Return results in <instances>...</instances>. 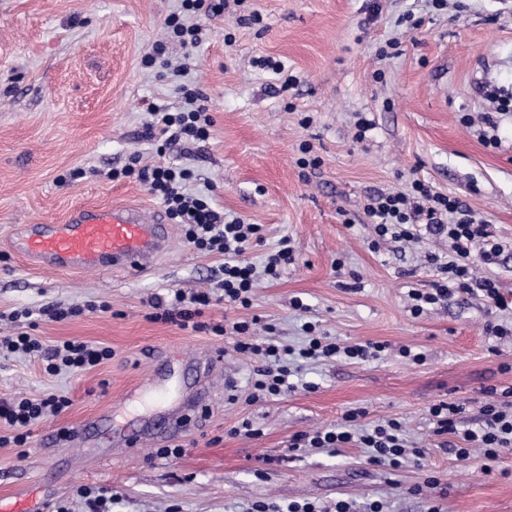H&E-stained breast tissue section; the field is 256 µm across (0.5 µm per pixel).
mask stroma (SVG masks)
Wrapping results in <instances>:
<instances>
[{"mask_svg":"<svg viewBox=\"0 0 512 512\" xmlns=\"http://www.w3.org/2000/svg\"><path fill=\"white\" fill-rule=\"evenodd\" d=\"M224 11L200 17L206 40L187 48L168 40L166 19L181 0H0V336L29 331L43 346L64 340L111 347L112 359L75 373L48 374L38 356L0 354V398L66 395L69 407L33 427L26 450L0 446V501L26 498L35 512H92L80 486L112 501V512H251L266 503L283 512L310 502L352 512L383 502L386 512H512V450L495 464L480 454L459 461L441 448L428 408L465 404L464 428L477 427L490 385H512V338L490 336L488 323L510 324L482 296L454 298L410 311V290L438 280L426 253L447 256L445 238L407 245L375 240L364 215L368 195L407 189L413 180L458 197L491 226L504 250L479 267L512 295V115L498 118L501 147L479 138L487 94L512 95V0H224ZM259 11L258 25L241 16ZM420 19L412 28L402 16ZM166 59L189 58L181 77L164 62L144 66L156 43ZM282 61L298 84L257 67ZM208 98L213 125L197 148H159L144 137L149 104L177 111L180 84ZM367 118L366 140L354 138ZM310 142L322 163L300 168ZM193 169L190 192L210 194L227 217L262 225L253 261L291 238L295 261L275 280H261L250 307L225 301L204 321L224 336L192 332L150 318L168 292L209 287L223 258L190 248L173 225L168 251L141 273L41 268L11 246L23 224H61L79 206L131 204L163 212L136 179H113L131 156ZM94 304L62 321L46 308ZM254 338L300 348L304 325L344 345L378 341L389 350L371 362L320 360L301 371L302 386L252 403L248 379L258 360L239 354L233 323ZM423 354L403 358L401 348ZM223 360L211 373V398L176 439L185 453L152 459V441L135 437L116 453L58 439L71 424L111 413L116 428L135 427L158 404L125 395L152 371L169 375L172 399L193 383L201 360ZM238 383L229 400L225 380ZM363 409L364 424L403 422L425 450L398 470L368 464L363 449L306 448L289 455L301 433L336 426ZM257 433L240 434L242 422ZM438 477L442 494H413Z\"/></svg>","mask_w":512,"mask_h":512,"instance_id":"stroma-1","label":"stroma"}]
</instances>
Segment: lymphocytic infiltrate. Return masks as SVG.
Instances as JSON below:
<instances>
[{
  "label": "lymphocytic infiltrate",
  "mask_w": 512,
  "mask_h": 512,
  "mask_svg": "<svg viewBox=\"0 0 512 512\" xmlns=\"http://www.w3.org/2000/svg\"><path fill=\"white\" fill-rule=\"evenodd\" d=\"M188 106L172 113L158 105L150 110L167 142L198 144L208 140L212 124L209 106L198 90L184 91ZM134 175L163 203L166 214L173 223L179 224L186 243L204 253H216L224 258L214 281L215 292L185 295L173 291L154 303L152 320L173 323L181 329L195 332L210 331L223 336L220 324L206 325L201 320L205 308L214 297L244 307L250 306L258 276L270 279L280 277L283 269L294 262V249L290 238H282L276 249L266 257L263 268H256L247 258L252 241L260 239L261 228L256 224H244L239 220H226L222 211L215 209L208 197L194 195L186 190L193 179L191 169L172 163H160L151 167H128ZM365 214L379 238L390 237L405 242L419 238L420 228H427L435 235L447 237L452 260L442 261L439 255L428 254L427 260L435 265L440 277L429 290H411V311L421 314L429 306L443 304L458 295H482L500 310H512V301L500 293L496 282L488 277L477 276L471 262L479 256L484 263H492L502 252L500 244L491 243L488 224L477 218L474 210L459 198L436 192L419 179L413 180L407 190L376 192L367 198ZM234 330L241 339L235 344L239 353L253 355L261 364L254 369L250 381L249 401L283 396L294 390L291 368L285 359L291 352L278 344L274 337L250 338V326L237 322ZM309 335L306 346L296 352L304 360L344 359L369 362L380 359L387 345L383 342L342 345L315 333L314 325H307ZM9 352L34 353L42 357L45 370L56 375L60 372H77L95 367L111 359L110 347L86 341L66 340L46 348L28 333L19 332L0 337V349ZM489 401L483 409V419L477 428L459 431L457 425L466 411L464 404L456 401H438L429 408L434 423V435H462L464 445L454 448L456 459L468 460L473 451H480L487 461H497L501 453L512 448V386L500 389L488 386L484 389ZM68 397L47 393L37 398L23 396L0 399V424L7 425L9 434L0 435V446L7 444L26 447L34 426L59 415L67 407ZM363 412L347 411L341 426L296 435L291 451L302 448H341L356 442L370 451L368 461L377 466L398 469L409 457H422L423 449L409 442L403 433V425L395 419L387 420L364 429L356 423Z\"/></svg>",
  "instance_id": "lymphocytic-infiltrate-1"
}]
</instances>
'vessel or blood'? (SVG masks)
Masks as SVG:
<instances>
[{
	"label": "vessel or blood",
	"instance_id": "vessel-or-blood-1",
	"mask_svg": "<svg viewBox=\"0 0 512 512\" xmlns=\"http://www.w3.org/2000/svg\"><path fill=\"white\" fill-rule=\"evenodd\" d=\"M171 232L156 215L132 206L84 207L63 224L22 225L15 243L47 268L138 271L164 254Z\"/></svg>",
	"mask_w": 512,
	"mask_h": 512
}]
</instances>
